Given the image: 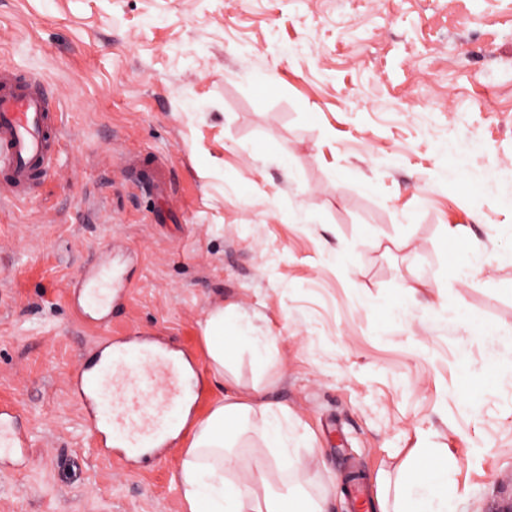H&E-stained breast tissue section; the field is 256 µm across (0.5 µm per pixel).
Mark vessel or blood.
<instances>
[{
    "mask_svg": "<svg viewBox=\"0 0 512 512\" xmlns=\"http://www.w3.org/2000/svg\"><path fill=\"white\" fill-rule=\"evenodd\" d=\"M56 102L41 79L25 71L0 67V199L27 196L34 183L54 168L62 121ZM77 287L108 289L105 305H113L125 289L123 278L101 264L87 268ZM184 370L179 360L126 342L107 343L96 364L70 380L80 400L84 422L102 447L134 455L142 448L175 443L170 427L184 409ZM0 443L12 448L24 441L11 413L0 410Z\"/></svg>",
    "mask_w": 512,
    "mask_h": 512,
    "instance_id": "vessel-or-blood-1",
    "label": "vessel or blood"
}]
</instances>
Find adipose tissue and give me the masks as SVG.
I'll return each mask as SVG.
<instances>
[{"mask_svg":"<svg viewBox=\"0 0 512 512\" xmlns=\"http://www.w3.org/2000/svg\"><path fill=\"white\" fill-rule=\"evenodd\" d=\"M202 331L210 372L222 381L224 395L198 422L176 473L188 512H326L322 498L292 487L283 492L274 490L267 465L256 464L247 481L234 478L237 460L224 452L225 424H234L241 433L254 432L264 447L287 457L293 446L283 424L287 411L259 395H242L236 383L224 376L230 359L225 337L245 342L257 352L267 347L266 337L254 335L249 322H227L220 308L208 314ZM441 470L434 449H417L401 465L393 495L379 498L378 512H455L453 498L439 479Z\"/></svg>","mask_w":512,"mask_h":512,"instance_id":"ef3b65f1","label":"adipose tissue"}]
</instances>
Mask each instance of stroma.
Here are the masks:
<instances>
[{
  "label": "stroma",
  "mask_w": 512,
  "mask_h": 512,
  "mask_svg": "<svg viewBox=\"0 0 512 512\" xmlns=\"http://www.w3.org/2000/svg\"><path fill=\"white\" fill-rule=\"evenodd\" d=\"M62 114L55 169L0 201V512H187L173 480L222 397L201 324L305 442L283 481L351 512L416 448L456 512L512 498V0H0V66ZM161 172L165 194L152 190ZM131 285L103 319L78 273ZM186 353L177 444L122 460L68 385L106 341ZM13 416L8 411L0 410V444L5 447L22 448L24 440L13 426Z\"/></svg>",
  "instance_id": "stroma-1"
}]
</instances>
